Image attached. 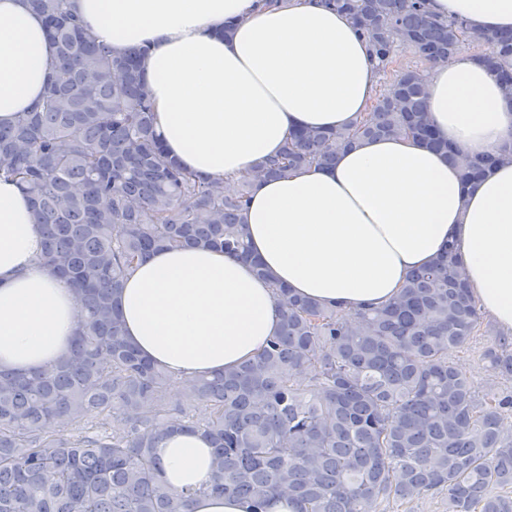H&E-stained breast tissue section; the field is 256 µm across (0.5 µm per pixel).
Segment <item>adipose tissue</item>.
<instances>
[{
	"mask_svg": "<svg viewBox=\"0 0 512 512\" xmlns=\"http://www.w3.org/2000/svg\"><path fill=\"white\" fill-rule=\"evenodd\" d=\"M115 52L144 46L141 69L169 156L203 177L250 179L251 263L220 251L162 249L119 291L127 339L170 375H211L252 358L279 330L273 283L349 317L396 296L407 275L455 241L481 310L512 334V160L472 186L442 152L407 137L365 140L328 168L255 177L290 133L347 127L379 79L351 19L322 0H75ZM472 28L511 29L512 0H429ZM233 22L225 30V22ZM55 63L42 18L26 0H0V123L41 97ZM426 104L441 138L473 156L512 138V102L471 56L429 66ZM30 201L0 180V367L49 368L72 345L75 294L41 264ZM163 480L194 489L192 512H250L207 493L211 448L198 434L163 436Z\"/></svg>",
	"mask_w": 512,
	"mask_h": 512,
	"instance_id": "adipose-tissue-1",
	"label": "adipose tissue"
}]
</instances>
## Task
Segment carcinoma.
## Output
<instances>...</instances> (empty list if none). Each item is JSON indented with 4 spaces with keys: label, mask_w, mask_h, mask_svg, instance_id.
Segmentation results:
<instances>
[{
    "label": "carcinoma",
    "mask_w": 512,
    "mask_h": 512,
    "mask_svg": "<svg viewBox=\"0 0 512 512\" xmlns=\"http://www.w3.org/2000/svg\"><path fill=\"white\" fill-rule=\"evenodd\" d=\"M56 66L42 97L0 124V180L23 187L44 259L82 312L72 348L51 369H0V512H189L196 492L172 490L156 448L175 429L213 448L205 491L267 512L280 497L298 512H390L429 493L448 512H512V389L477 391L452 353L484 335L461 260L448 244L390 303L347 319L275 286L279 333L251 359L212 378L184 380L167 399L166 370L123 334L115 292L150 252L190 247L249 260L242 212L251 184L212 180L169 157L154 127L142 51L96 42L73 0H29ZM372 45L381 82L367 110L337 131L293 133L258 178L330 165L362 138L406 136L456 164L424 105L423 70L467 47L512 99V29L477 31L440 18L427 0H328ZM512 141L466 160L471 184ZM512 380V341L482 351ZM305 369L308 378L297 380Z\"/></svg>",
    "instance_id": "carcinoma-1"
}]
</instances>
